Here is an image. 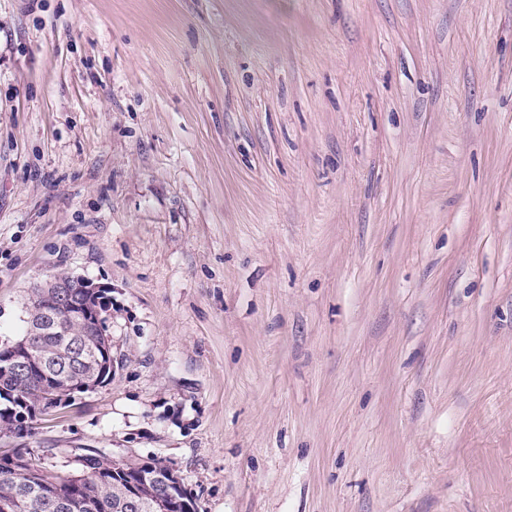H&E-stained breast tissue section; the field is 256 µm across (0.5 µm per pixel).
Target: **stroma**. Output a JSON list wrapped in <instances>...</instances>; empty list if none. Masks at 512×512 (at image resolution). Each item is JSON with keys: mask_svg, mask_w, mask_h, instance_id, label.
I'll return each instance as SVG.
<instances>
[{"mask_svg": "<svg viewBox=\"0 0 512 512\" xmlns=\"http://www.w3.org/2000/svg\"><path fill=\"white\" fill-rule=\"evenodd\" d=\"M112 378L0 438L197 512H512V0H0V341ZM34 288L33 303L27 305ZM37 298H44L49 302L40 304ZM55 300L61 303L62 311L55 308L57 306L53 302ZM26 305L29 313L27 319L29 328L24 343L38 341L42 336L33 354L43 367L32 370L36 368L37 360L30 356L27 347L24 346L21 349L16 346L26 334L13 341L0 343V423L1 429L11 426L5 433V438H9L12 434H20L24 429L29 431L40 419L30 420L26 427L13 425L12 414L5 409L14 408L13 402L20 406L21 403L18 400L26 401L32 406H37L42 401L44 398L42 395L50 387L51 377L55 372L71 366V361L76 362L74 358L71 360L68 354L74 353L68 347L70 336H75L78 340L77 344L85 351L83 356L80 352H75V355L83 359L81 364L84 371L91 377L98 376L97 360L103 356L102 351L107 355V351L112 350V340L108 332L111 321L110 300L105 296L102 287L92 280L74 274H68L66 277L52 276L35 283L29 289L25 307ZM74 325L84 329V336L78 327L73 328L74 333L71 335V327ZM97 338L101 349L97 346ZM16 349L21 351L14 358L13 369L20 374L30 371L24 377L17 376L10 367L9 360ZM99 386L89 382L77 369L58 373L56 380H53L52 391L55 394L50 396L53 397L51 404L37 406V412H40V417L48 416L67 398L93 392ZM59 398L62 401L59 402ZM7 433L10 434L7 435ZM156 495L158 498L162 500L169 499L170 502H172V500H175L179 512H186L185 510H182V507L184 506L191 507V512L196 511L195 501L191 494L185 488L183 482L179 487L167 486L159 483L156 488ZM162 500L156 501V503H154V507L159 511L166 512L164 508H171L172 506L167 502H163Z\"/></svg>", "mask_w": 512, "mask_h": 512, "instance_id": "stroma-1", "label": "stroma"}]
</instances>
